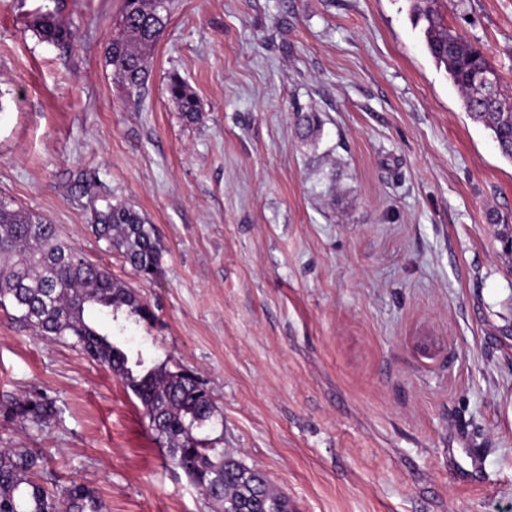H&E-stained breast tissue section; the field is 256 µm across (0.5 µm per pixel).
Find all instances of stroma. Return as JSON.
<instances>
[{
	"label": "stroma",
	"instance_id": "35a3bbf8",
	"mask_svg": "<svg viewBox=\"0 0 512 512\" xmlns=\"http://www.w3.org/2000/svg\"><path fill=\"white\" fill-rule=\"evenodd\" d=\"M46 2L72 41L28 31ZM412 4L172 0L130 106L104 63L124 0H0V198L136 291L153 317L114 343L193 372L292 512H512V162ZM441 11L512 92V0ZM109 201L153 225L155 278L93 233ZM33 391L54 420H0V448L43 449L104 512H220L120 378L0 308V396ZM167 91L170 98L178 105L180 112L191 122L199 120L200 111L197 98L189 86L178 76H171Z\"/></svg>",
	"mask_w": 512,
	"mask_h": 512
}]
</instances>
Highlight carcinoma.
Returning a JSON list of instances; mask_svg holds the SVG:
<instances>
[{
  "instance_id": "cac0c4a2",
  "label": "carcinoma",
  "mask_w": 512,
  "mask_h": 512,
  "mask_svg": "<svg viewBox=\"0 0 512 512\" xmlns=\"http://www.w3.org/2000/svg\"><path fill=\"white\" fill-rule=\"evenodd\" d=\"M413 2L427 23V49L459 93L463 110L490 131L501 155L512 160V98L502 93L496 69L479 48L447 26L438 0ZM169 16V0H125L107 39L105 65L130 102L143 95ZM27 27L46 42L72 37L47 5L29 16ZM167 91L187 120L200 118L197 98L182 79L170 77ZM298 125L309 138L319 131V116L301 114ZM92 230L140 276L156 277L160 248L153 226L134 207L117 202L95 210ZM5 304L37 335L80 350L119 377L140 401L168 462L223 512H289L286 496L269 486L263 474L224 453L222 438L194 434L218 420L211 395L194 375L164 366L148 369L140 353L130 360L111 333L87 320V312L98 307L108 309L114 321L123 310L128 318L147 319L148 309L135 291L112 278L106 267L87 261L48 218L1 198L0 305ZM0 415L41 430L54 419L56 406L44 393L21 394L0 401ZM0 512H103V504L89 486L61 482L42 449L0 448Z\"/></svg>"
}]
</instances>
